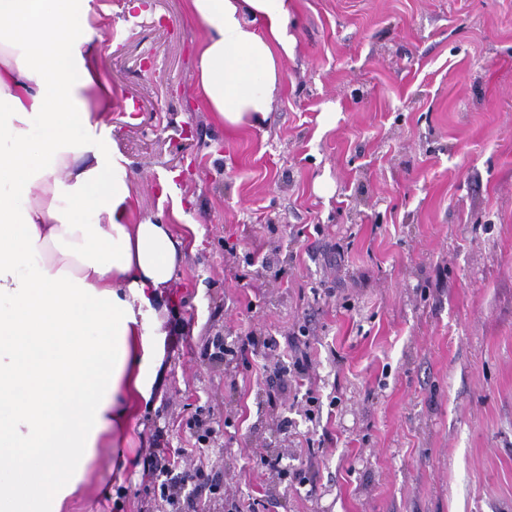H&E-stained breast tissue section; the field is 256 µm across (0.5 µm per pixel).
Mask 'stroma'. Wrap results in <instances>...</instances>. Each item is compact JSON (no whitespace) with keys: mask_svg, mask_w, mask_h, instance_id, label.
Segmentation results:
<instances>
[{"mask_svg":"<svg viewBox=\"0 0 512 512\" xmlns=\"http://www.w3.org/2000/svg\"><path fill=\"white\" fill-rule=\"evenodd\" d=\"M92 6L125 105L102 134L137 217L181 204L185 247L121 495L99 494L102 449L77 512H167L149 450L189 447L201 406L198 512H512V0H293L271 113L232 133L203 103L186 0ZM249 333L237 371L212 358ZM294 346L311 418L263 368Z\"/></svg>","mask_w":512,"mask_h":512,"instance_id":"1","label":"stroma"}]
</instances>
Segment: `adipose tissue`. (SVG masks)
<instances>
[{
    "label": "adipose tissue",
    "instance_id": "obj_1",
    "mask_svg": "<svg viewBox=\"0 0 512 512\" xmlns=\"http://www.w3.org/2000/svg\"><path fill=\"white\" fill-rule=\"evenodd\" d=\"M197 74L227 131L267 120L293 45L288 0H188ZM91 0H0V512H74L100 449L164 369L166 290L183 255L136 218Z\"/></svg>",
    "mask_w": 512,
    "mask_h": 512
}]
</instances>
